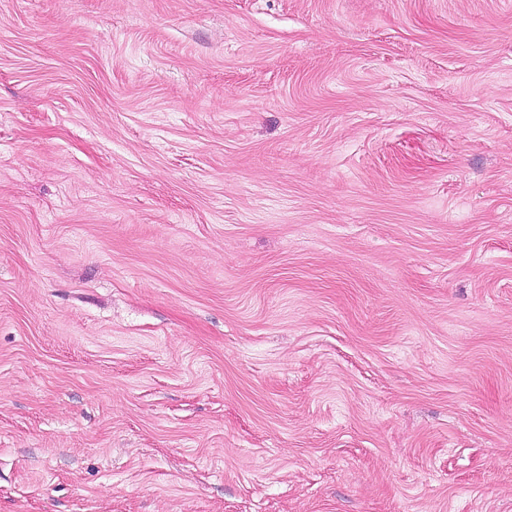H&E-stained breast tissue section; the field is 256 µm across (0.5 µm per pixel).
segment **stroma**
Wrapping results in <instances>:
<instances>
[{
    "instance_id": "stroma-1",
    "label": "stroma",
    "mask_w": 512,
    "mask_h": 512,
    "mask_svg": "<svg viewBox=\"0 0 512 512\" xmlns=\"http://www.w3.org/2000/svg\"><path fill=\"white\" fill-rule=\"evenodd\" d=\"M0 512H512V0H0Z\"/></svg>"
}]
</instances>
